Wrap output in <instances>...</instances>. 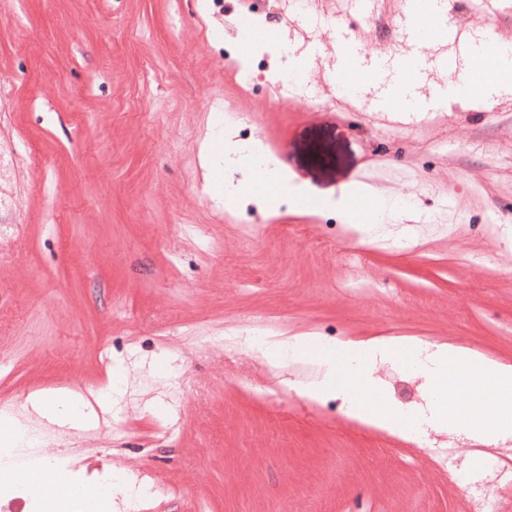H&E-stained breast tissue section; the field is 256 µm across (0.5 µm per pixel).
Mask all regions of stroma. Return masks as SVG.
<instances>
[{"mask_svg": "<svg viewBox=\"0 0 512 512\" xmlns=\"http://www.w3.org/2000/svg\"><path fill=\"white\" fill-rule=\"evenodd\" d=\"M308 86L272 104L285 58L242 28L306 29L285 0H0V408L65 388L106 410L33 447L150 488L107 512H512V436L415 442L298 395L312 367H272L225 336L418 339L512 366V103L407 123L342 112L328 72L355 34L376 62L390 25L320 0ZM251 71L232 80L224 51ZM251 113L319 211L224 200L215 113ZM211 162L203 164L202 145ZM365 179L405 250L362 240L335 206ZM404 406L421 379L377 371Z\"/></svg>", "mask_w": 512, "mask_h": 512, "instance_id": "35a3bbf8", "label": "stroma"}]
</instances>
